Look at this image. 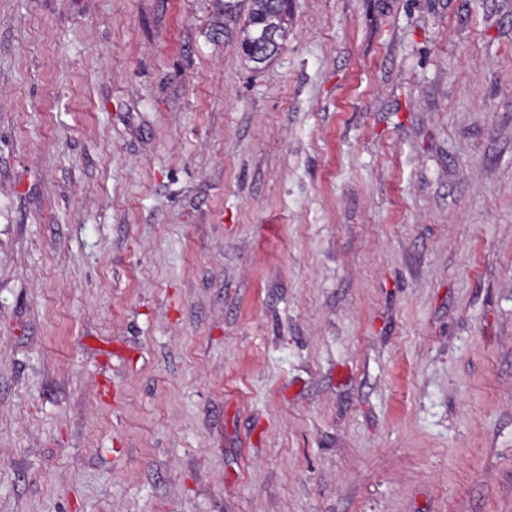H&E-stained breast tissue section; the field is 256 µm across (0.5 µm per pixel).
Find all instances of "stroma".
<instances>
[{
    "instance_id": "stroma-1",
    "label": "stroma",
    "mask_w": 512,
    "mask_h": 512,
    "mask_svg": "<svg viewBox=\"0 0 512 512\" xmlns=\"http://www.w3.org/2000/svg\"><path fill=\"white\" fill-rule=\"evenodd\" d=\"M0 0V512H512V0ZM249 2L245 23L239 31L240 46L251 62L262 65L273 60L288 35V0H224V35L228 25L240 17L241 5Z\"/></svg>"
}]
</instances>
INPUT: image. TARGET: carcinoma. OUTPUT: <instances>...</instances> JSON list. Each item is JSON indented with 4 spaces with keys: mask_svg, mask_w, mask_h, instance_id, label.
<instances>
[{
    "mask_svg": "<svg viewBox=\"0 0 512 512\" xmlns=\"http://www.w3.org/2000/svg\"><path fill=\"white\" fill-rule=\"evenodd\" d=\"M245 1L250 8L239 31L240 46L248 60L262 65L278 55L287 38L288 0H224V33L240 17Z\"/></svg>",
    "mask_w": 512,
    "mask_h": 512,
    "instance_id": "carcinoma-1",
    "label": "carcinoma"
}]
</instances>
